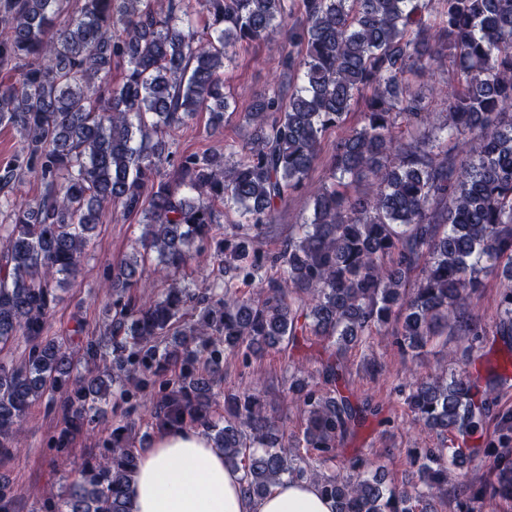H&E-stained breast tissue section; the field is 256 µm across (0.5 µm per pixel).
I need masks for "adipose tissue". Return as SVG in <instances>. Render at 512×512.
<instances>
[{
	"label": "adipose tissue",
	"mask_w": 512,
	"mask_h": 512,
	"mask_svg": "<svg viewBox=\"0 0 512 512\" xmlns=\"http://www.w3.org/2000/svg\"><path fill=\"white\" fill-rule=\"evenodd\" d=\"M131 512H336L334 502L306 479H283L255 500L241 472L224 463L203 431L167 429L141 452L131 484Z\"/></svg>",
	"instance_id": "ef3b65f1"
}]
</instances>
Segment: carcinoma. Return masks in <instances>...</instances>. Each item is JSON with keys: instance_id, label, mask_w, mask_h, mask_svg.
Here are the masks:
<instances>
[{"instance_id": "carcinoma-1", "label": "carcinoma", "mask_w": 512, "mask_h": 512, "mask_svg": "<svg viewBox=\"0 0 512 512\" xmlns=\"http://www.w3.org/2000/svg\"><path fill=\"white\" fill-rule=\"evenodd\" d=\"M0 0V125L21 147L0 164V354L28 339L24 362H0V453L32 406L67 411L55 440L91 428L113 395L131 416L156 391L152 429H202L224 462L261 498L282 477L309 479L336 512H461L485 498L512 501V410L497 409L512 360L400 382L415 421L442 444L413 451L416 480L386 481L356 450L369 419L389 417L355 395L342 362L351 347L390 336L416 354L456 332L466 365L486 336H512V0ZM283 35L282 65L297 82L259 94L245 120L252 139L177 154L171 132L206 111L224 128L225 62L239 44ZM455 66L433 112L410 77ZM123 67L110 81L112 64ZM357 123L336 143L312 213L277 249L260 247L278 206L306 182L325 133ZM44 191L18 201L25 179ZM239 213L222 225L216 205ZM143 217L137 248L113 268L103 337L49 338L56 292L80 276L102 212ZM219 276L199 286L176 277L202 250ZM494 272L503 278L495 318L467 301ZM166 284L160 295L149 289ZM244 286L258 292L245 296ZM330 353H295L310 337ZM274 349L292 369L289 401L301 437L285 438L261 400L262 380L224 393V364L243 368ZM224 397V414L215 413ZM492 480L457 486L464 463L447 435L484 439ZM136 423L112 431V448L82 466L51 512H130L139 464ZM303 447L310 456L292 454ZM17 491L0 481V512Z\"/></svg>"}]
</instances>
